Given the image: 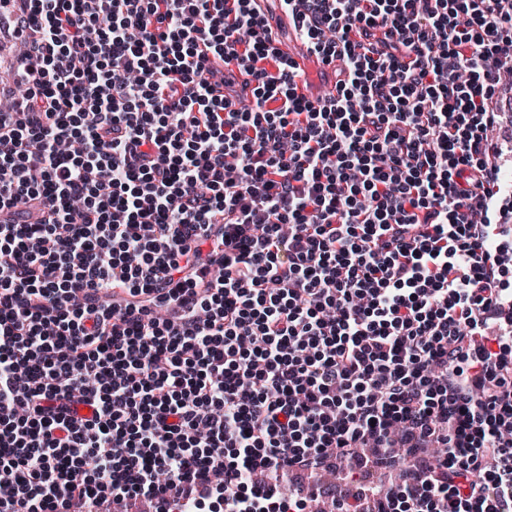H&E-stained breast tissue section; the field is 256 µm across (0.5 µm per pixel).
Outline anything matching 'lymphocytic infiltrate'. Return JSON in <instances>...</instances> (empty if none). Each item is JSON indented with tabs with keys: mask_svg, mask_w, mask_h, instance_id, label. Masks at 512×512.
<instances>
[{
	"mask_svg": "<svg viewBox=\"0 0 512 512\" xmlns=\"http://www.w3.org/2000/svg\"><path fill=\"white\" fill-rule=\"evenodd\" d=\"M252 2L0 0V512H303L433 444L355 504L512 512V0H281L316 101ZM280 15L288 23V28H284L281 33L285 48L291 49V50H296V48L298 46V49L300 52L298 55L292 56L290 58V59H292L291 64L296 69L300 70L302 73L301 80H298V82H297V92H298V94L305 95V97H307L304 92V87H305L304 86V78H305L306 74L309 75L313 71L314 63L311 61L315 60L316 56L313 53V51L310 49V46H309L305 36L303 35V33L300 30H296L292 26L291 21H289V18L286 14L283 13ZM288 30H290L292 32L293 36L295 37L297 46L292 39L288 38Z\"/></svg>",
	"mask_w": 512,
	"mask_h": 512,
	"instance_id": "lymphocytic-infiltrate-1",
	"label": "lymphocytic infiltrate"
}]
</instances>
